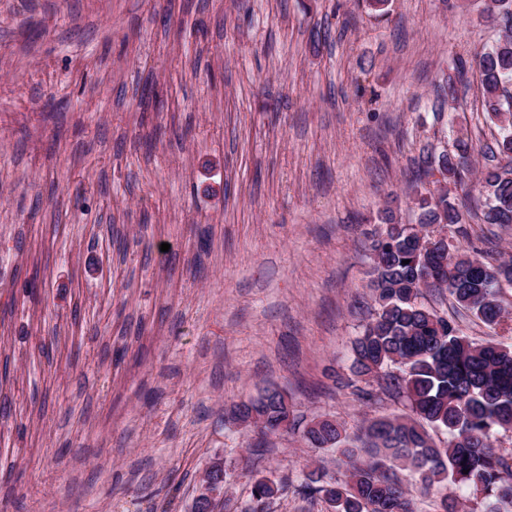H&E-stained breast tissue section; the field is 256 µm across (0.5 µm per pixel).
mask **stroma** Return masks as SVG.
<instances>
[{
    "label": "stroma",
    "mask_w": 512,
    "mask_h": 512,
    "mask_svg": "<svg viewBox=\"0 0 512 512\" xmlns=\"http://www.w3.org/2000/svg\"><path fill=\"white\" fill-rule=\"evenodd\" d=\"M485 7L0 0V512H191L217 457L222 512L257 476L286 486L269 512H333L302 474L346 467L301 428L407 411L351 371L369 245L384 210L418 223L455 131L499 137L476 70L447 92L501 31ZM456 196L453 245L512 252ZM421 301L512 344V317ZM267 389L293 428L227 421Z\"/></svg>",
    "instance_id": "1"
}]
</instances>
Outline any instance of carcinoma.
<instances>
[{"mask_svg":"<svg viewBox=\"0 0 512 512\" xmlns=\"http://www.w3.org/2000/svg\"><path fill=\"white\" fill-rule=\"evenodd\" d=\"M503 8L504 32L492 46L476 53L483 105L504 123L497 147L482 151L468 138L454 140L453 151L427 162L419 177L439 175L446 189L418 199L420 225L442 226L464 235L463 217L452 189L478 191L485 224H512V0H494ZM485 164L473 178L472 158ZM386 227L371 243L369 288L375 315L355 342L352 368L372 378L395 367L388 389L401 397L410 414L372 419L352 437L335 420L308 426L304 440L313 448L332 450L346 459L345 480L304 474L306 488L323 494L334 512H413L417 492L440 491L448 483L483 495V512H500L512 504V457L494 445L495 435L512 432V345L477 342L434 310L418 302L424 288H442L455 303L487 327L506 318L498 299L512 285V257L491 262L479 251L459 252L448 237L435 232L425 246L406 224ZM267 434L276 435L287 417L286 398L271 390L258 400ZM448 432L447 446L433 441L429 428ZM416 474L419 483L405 477ZM317 487H311V484ZM281 486L258 478L252 487L256 506L266 512ZM438 512H469L466 500L440 496Z\"/></svg>","mask_w":512,"mask_h":512,"instance_id":"cac0c4a2","label":"carcinoma"}]
</instances>
